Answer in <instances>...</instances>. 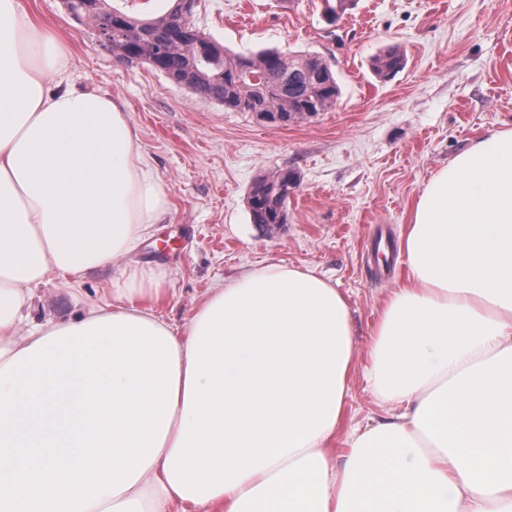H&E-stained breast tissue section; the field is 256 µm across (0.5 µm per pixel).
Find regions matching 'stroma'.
<instances>
[{"mask_svg": "<svg viewBox=\"0 0 512 512\" xmlns=\"http://www.w3.org/2000/svg\"><path fill=\"white\" fill-rule=\"evenodd\" d=\"M67 41L76 90L121 100L147 161L167 188L164 218L132 259L164 276L159 313L179 324L219 282L271 262L320 276L347 296L364 360L383 295L404 273L368 251L375 231L400 241L424 184L489 131L512 127V0H347L329 25L324 0H199L195 25L237 52L320 56L340 88L332 109L289 125L233 112L143 64H125L61 0H25ZM399 48L404 68L383 81L376 54ZM291 170L288 222L253 224L248 193ZM119 269L75 288L39 286L32 316L65 319L111 301Z\"/></svg>", "mask_w": 512, "mask_h": 512, "instance_id": "1", "label": "stroma"}]
</instances>
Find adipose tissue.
Masks as SVG:
<instances>
[{
    "instance_id": "ef3b65f1",
    "label": "adipose tissue",
    "mask_w": 512,
    "mask_h": 512,
    "mask_svg": "<svg viewBox=\"0 0 512 512\" xmlns=\"http://www.w3.org/2000/svg\"><path fill=\"white\" fill-rule=\"evenodd\" d=\"M166 204L123 104L0 0V512H512V128L421 190L364 372L385 413L350 427V306L312 273L245 271L177 326L131 266L112 302L31 320Z\"/></svg>"
}]
</instances>
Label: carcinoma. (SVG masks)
Returning a JSON list of instances; mask_svg holds the SVG:
<instances>
[{"label":"carcinoma","instance_id":"obj_1","mask_svg":"<svg viewBox=\"0 0 512 512\" xmlns=\"http://www.w3.org/2000/svg\"><path fill=\"white\" fill-rule=\"evenodd\" d=\"M116 0H62L68 15L97 33L99 42L125 63H146L175 84L235 112H252L286 125L336 105L340 89L328 64L312 54L277 49L230 51L197 29V0H173L155 17L139 18ZM405 64L396 48L378 54L375 75L387 80ZM297 184L295 173L279 170L257 181L248 196L252 223L270 232L288 221V197L278 188Z\"/></svg>","mask_w":512,"mask_h":512}]
</instances>
